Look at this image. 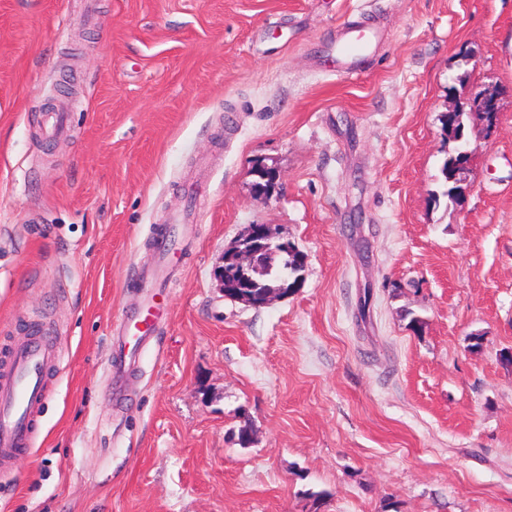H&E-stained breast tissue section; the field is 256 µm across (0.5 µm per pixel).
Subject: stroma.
I'll return each mask as SVG.
<instances>
[{"label":"stroma","mask_w":512,"mask_h":512,"mask_svg":"<svg viewBox=\"0 0 512 512\" xmlns=\"http://www.w3.org/2000/svg\"><path fill=\"white\" fill-rule=\"evenodd\" d=\"M486 88L453 202L441 117ZM251 224L306 262L263 307L217 277ZM35 326L69 356L0 512H512V0H0V349ZM377 39V32L372 28L344 26L340 38L336 41V62L342 69L351 70L360 57L373 48ZM475 97L469 101L470 104L472 105V112H475L476 114L484 117L483 120L486 122V127L491 132L496 126L497 116L499 113L498 93L489 90L479 95L476 100ZM490 114V120L486 121V118ZM160 312L159 304L153 299L152 305L147 310L146 314L142 316L139 314L134 319L130 320L127 324L124 334L122 336H131L135 339L134 347L145 343L154 332V325L156 319H158Z\"/></svg>","instance_id":"1"}]
</instances>
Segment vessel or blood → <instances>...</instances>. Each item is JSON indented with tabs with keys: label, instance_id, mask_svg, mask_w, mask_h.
<instances>
[{
	"label": "vessel or blood",
	"instance_id": "b4317fda",
	"mask_svg": "<svg viewBox=\"0 0 512 512\" xmlns=\"http://www.w3.org/2000/svg\"><path fill=\"white\" fill-rule=\"evenodd\" d=\"M378 39L369 27L346 26L336 42L335 59L348 70L369 52ZM159 304H152L146 314L130 320L125 333L136 344L145 343L154 332ZM62 351L39 332L10 347L0 368V470H7L12 460L26 453L35 443L37 417L45 400L46 380L60 361Z\"/></svg>",
	"mask_w": 512,
	"mask_h": 512
}]
</instances>
